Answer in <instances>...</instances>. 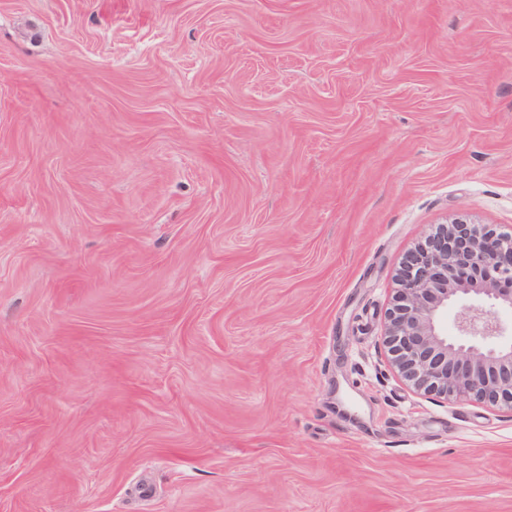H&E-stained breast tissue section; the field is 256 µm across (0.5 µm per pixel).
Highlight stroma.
Wrapping results in <instances>:
<instances>
[{
  "label": "stroma",
  "instance_id": "1",
  "mask_svg": "<svg viewBox=\"0 0 512 512\" xmlns=\"http://www.w3.org/2000/svg\"><path fill=\"white\" fill-rule=\"evenodd\" d=\"M459 216L512 0H0V512H512V409L381 344Z\"/></svg>",
  "mask_w": 512,
  "mask_h": 512
}]
</instances>
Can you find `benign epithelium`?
<instances>
[{
    "label": "benign epithelium",
    "mask_w": 512,
    "mask_h": 512,
    "mask_svg": "<svg viewBox=\"0 0 512 512\" xmlns=\"http://www.w3.org/2000/svg\"><path fill=\"white\" fill-rule=\"evenodd\" d=\"M383 344L396 374L447 402L512 406V233L458 217L401 260ZM458 306L456 337L441 318Z\"/></svg>",
    "instance_id": "1"
}]
</instances>
